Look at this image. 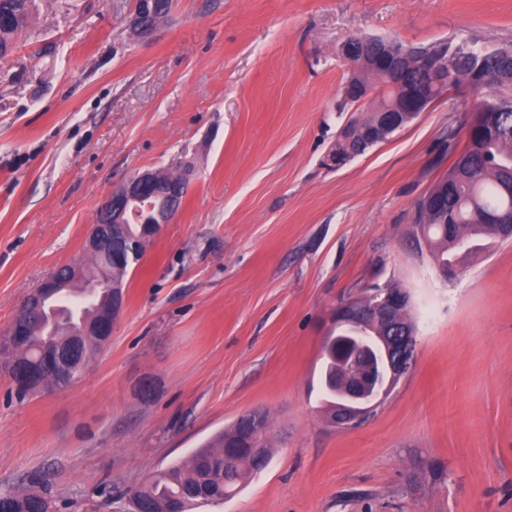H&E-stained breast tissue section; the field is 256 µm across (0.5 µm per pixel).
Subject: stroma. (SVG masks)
Here are the masks:
<instances>
[{"instance_id":"stroma-1","label":"stroma","mask_w":512,"mask_h":512,"mask_svg":"<svg viewBox=\"0 0 512 512\" xmlns=\"http://www.w3.org/2000/svg\"><path fill=\"white\" fill-rule=\"evenodd\" d=\"M133 3L29 0L0 60V337L39 281L85 263L113 189L186 179L79 380L21 400L0 371V496L41 484L52 512H132L129 489L260 409L269 467L194 512H512V240L447 281L412 224L466 92L322 164L348 118L346 38L511 42L512 0H173L149 40L128 35ZM374 284L411 294L414 361L343 429L322 347Z\"/></svg>"}]
</instances>
